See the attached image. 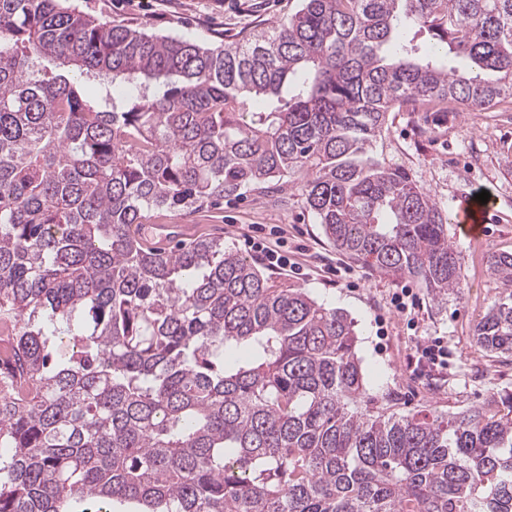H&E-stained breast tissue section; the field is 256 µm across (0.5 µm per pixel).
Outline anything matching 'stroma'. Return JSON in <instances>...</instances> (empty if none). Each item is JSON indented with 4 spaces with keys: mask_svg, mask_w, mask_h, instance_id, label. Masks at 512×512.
Listing matches in <instances>:
<instances>
[{
    "mask_svg": "<svg viewBox=\"0 0 512 512\" xmlns=\"http://www.w3.org/2000/svg\"><path fill=\"white\" fill-rule=\"evenodd\" d=\"M71 0L84 14L159 35L202 44L231 45L245 34L287 18L300 0ZM372 156L407 170L441 208L456 213L463 199L488 191L494 205L479 240L449 237L462 259L460 292L432 299L410 277L386 275L354 263L328 243L299 192L225 200L189 216L200 235L220 236L227 247L257 261L244 243L254 228L269 243L283 242L298 272L274 270L275 284L305 289L328 307L346 312L359 334L358 356L375 407L404 416L420 409L456 413L512 394V357L484 351L473 341L475 325L503 284L488 270L495 253H512V103L490 112H393ZM419 300L409 314L392 304L401 289ZM441 341L447 366L430 363L422 349Z\"/></svg>",
    "mask_w": 512,
    "mask_h": 512,
    "instance_id": "1",
    "label": "stroma"
}]
</instances>
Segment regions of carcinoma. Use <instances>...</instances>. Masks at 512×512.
Returning <instances> with one entry per match:
<instances>
[{
	"instance_id": "obj_1",
	"label": "carcinoma",
	"mask_w": 512,
	"mask_h": 512,
	"mask_svg": "<svg viewBox=\"0 0 512 512\" xmlns=\"http://www.w3.org/2000/svg\"><path fill=\"white\" fill-rule=\"evenodd\" d=\"M506 99L512 0H301L215 48L0 0V512H512V395L387 416L346 313L222 237L137 232L285 184L443 297L445 215L366 154L391 112ZM489 271L511 288L512 254ZM474 340L512 355V292Z\"/></svg>"
}]
</instances>
